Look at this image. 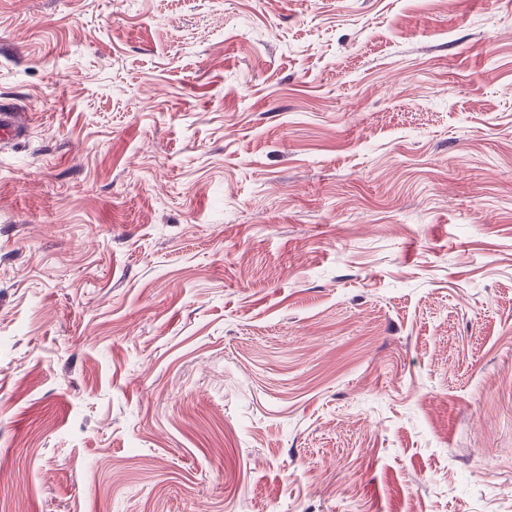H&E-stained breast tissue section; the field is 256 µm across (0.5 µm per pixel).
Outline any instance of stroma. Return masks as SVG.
<instances>
[{
  "mask_svg": "<svg viewBox=\"0 0 512 512\" xmlns=\"http://www.w3.org/2000/svg\"><path fill=\"white\" fill-rule=\"evenodd\" d=\"M0 512H512V0H0ZM9 110L7 104H0V142L17 139L30 124L28 116L10 113Z\"/></svg>",
  "mask_w": 512,
  "mask_h": 512,
  "instance_id": "1",
  "label": "stroma"
}]
</instances>
